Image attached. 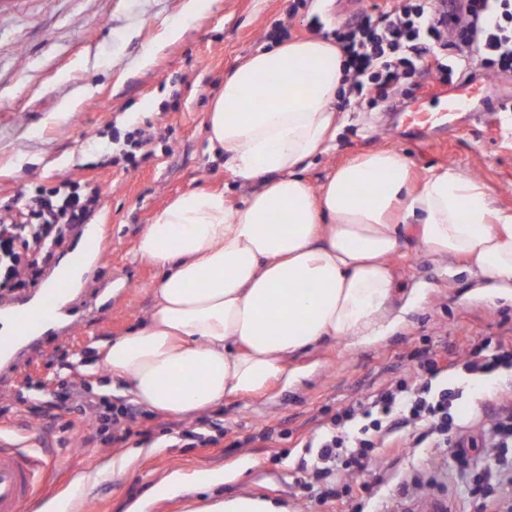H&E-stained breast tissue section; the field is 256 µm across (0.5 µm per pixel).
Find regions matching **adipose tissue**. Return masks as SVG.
<instances>
[{
    "instance_id": "ef3b65f1",
    "label": "adipose tissue",
    "mask_w": 512,
    "mask_h": 512,
    "mask_svg": "<svg viewBox=\"0 0 512 512\" xmlns=\"http://www.w3.org/2000/svg\"><path fill=\"white\" fill-rule=\"evenodd\" d=\"M343 60L332 40L284 39L225 77L208 142L247 192L235 204L192 189L145 226L138 251L163 274L146 323L105 344L117 395L187 420L289 381V358L328 340L385 338L401 313L390 260L410 229L512 288V208L456 167L418 178L385 148L320 186L300 177L336 137Z\"/></svg>"
}]
</instances>
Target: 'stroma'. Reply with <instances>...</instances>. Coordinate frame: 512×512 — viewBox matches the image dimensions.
<instances>
[{"label":"stroma","instance_id":"35a3bbf8","mask_svg":"<svg viewBox=\"0 0 512 512\" xmlns=\"http://www.w3.org/2000/svg\"><path fill=\"white\" fill-rule=\"evenodd\" d=\"M0 0V202L25 201L38 187H98L86 224L112 234L114 246L90 262L66 319L39 341L20 347L0 366V419L22 434L42 428L52 467L73 481L106 458L143 447L139 432L164 444L167 430L189 421L140 412L136 435L111 444H80L75 430L43 426L31 407L44 393L38 383L78 387L98 399L106 381L101 343L122 336L152 311L160 268L137 246L146 224L179 194L219 188L231 201L242 190L209 149L204 118L231 70L281 34L293 39L332 37L336 28L371 10L377 0ZM181 26L178 39L168 37ZM501 112L461 115L448 135L397 133L401 115L366 101L343 110L329 152L300 169L318 185L336 167L361 154L392 148L415 175L457 166L512 207V76L501 78ZM141 130L148 159L123 155L125 135ZM396 282L416 297L403 322L384 340L357 349L331 340L289 361V385L261 396L225 401L209 422L223 430L218 445L165 447L135 458L120 475L85 484L80 512H190L193 506L239 495L287 506L288 512H423L425 500L443 499L458 512L473 505L452 449L416 448L413 428L399 431L403 445L377 450L348 477L349 492L320 500L324 483H311L319 438L337 414L391 384H431L459 396L458 424L479 435L487 407L512 400V368L475 375L457 367L465 343L512 341V295L486 289L461 259L425 252L415 235L403 238L391 260ZM448 362L430 378L426 355ZM187 473L193 494L155 498L154 487L172 470ZM223 470L224 482L211 481ZM369 492H362V485Z\"/></svg>","mask_w":512,"mask_h":512}]
</instances>
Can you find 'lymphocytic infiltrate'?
I'll use <instances>...</instances> for the list:
<instances>
[{
  "label": "lymphocytic infiltrate",
  "instance_id": "1",
  "mask_svg": "<svg viewBox=\"0 0 512 512\" xmlns=\"http://www.w3.org/2000/svg\"><path fill=\"white\" fill-rule=\"evenodd\" d=\"M336 40L344 55V81L350 97L387 103L398 110L415 94L408 82L415 75L441 85L474 79L471 63L500 77L512 75V0H465L458 9L440 10L386 0L362 13ZM96 190L42 188L26 203L0 206V290L15 292L36 286L44 267L63 246L66 233L83 223ZM55 421L73 428L74 418H93L90 442H119L132 433L137 409L102 399L84 401L77 392L62 394ZM417 431L416 444L452 448L469 471V495L478 512H492L493 495L512 489V404L500 405L482 427L483 439L497 459L492 470L471 467L476 442L455 424L447 389L433 390L401 381L367 402L345 409L318 441L319 479H340L376 448L394 447L393 436L406 425Z\"/></svg>",
  "mask_w": 512,
  "mask_h": 512
}]
</instances>
